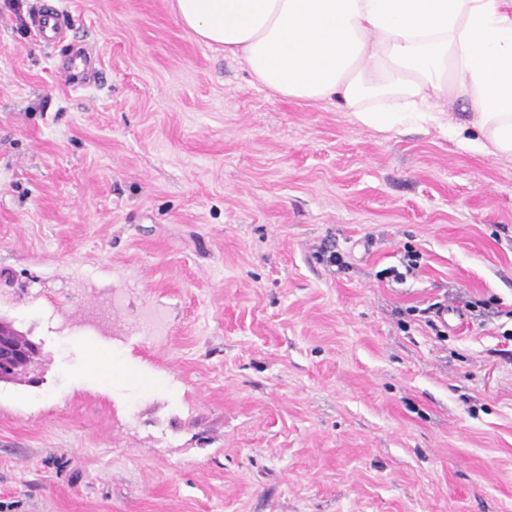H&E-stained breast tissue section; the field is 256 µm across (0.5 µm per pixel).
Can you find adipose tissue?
<instances>
[{
  "mask_svg": "<svg viewBox=\"0 0 512 512\" xmlns=\"http://www.w3.org/2000/svg\"><path fill=\"white\" fill-rule=\"evenodd\" d=\"M173 11L283 97L335 98L360 125L449 129L469 151L512 159V0H174ZM457 101L468 116L452 124Z\"/></svg>",
  "mask_w": 512,
  "mask_h": 512,
  "instance_id": "adipose-tissue-1",
  "label": "adipose tissue"
}]
</instances>
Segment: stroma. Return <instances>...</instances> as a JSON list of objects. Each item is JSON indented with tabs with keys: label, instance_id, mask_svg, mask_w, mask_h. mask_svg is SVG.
<instances>
[{
	"label": "stroma",
	"instance_id": "1",
	"mask_svg": "<svg viewBox=\"0 0 512 512\" xmlns=\"http://www.w3.org/2000/svg\"><path fill=\"white\" fill-rule=\"evenodd\" d=\"M36 2L0 0V316L43 355L0 384V512H512L500 336L407 314L512 309V160L282 97L172 0H61L55 45ZM37 25L39 35L48 43H55L65 27L64 17L56 8L38 12ZM422 263L423 255L419 251L406 248L401 260L404 271H400L398 267L392 266L382 270L379 276L381 279L402 283L408 276L416 274Z\"/></svg>",
	"mask_w": 512,
	"mask_h": 512
}]
</instances>
